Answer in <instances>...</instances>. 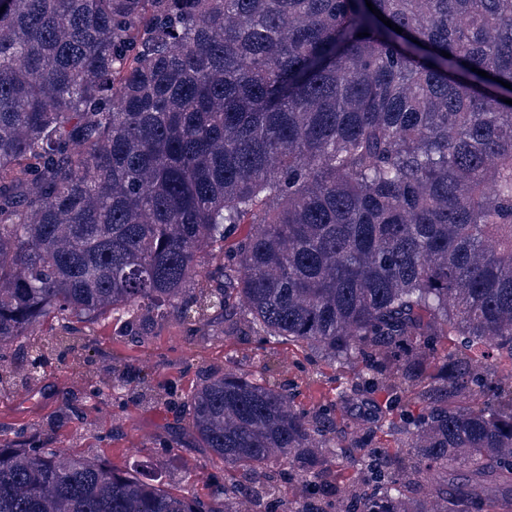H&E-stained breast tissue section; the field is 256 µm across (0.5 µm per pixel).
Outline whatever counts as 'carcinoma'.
I'll use <instances>...</instances> for the list:
<instances>
[{
	"mask_svg": "<svg viewBox=\"0 0 512 512\" xmlns=\"http://www.w3.org/2000/svg\"><path fill=\"white\" fill-rule=\"evenodd\" d=\"M371 2L403 32L365 0H0V347L242 309L356 368L309 409L237 373L194 390L251 512L305 456L285 512H331L351 467L344 512H512V0ZM0 512L232 510L4 441Z\"/></svg>",
	"mask_w": 512,
	"mask_h": 512,
	"instance_id": "cac0c4a2",
	"label": "carcinoma"
}]
</instances>
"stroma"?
I'll return each instance as SVG.
<instances>
[{"mask_svg": "<svg viewBox=\"0 0 512 512\" xmlns=\"http://www.w3.org/2000/svg\"><path fill=\"white\" fill-rule=\"evenodd\" d=\"M58 328V320L47 319L32 336L0 348L14 377L0 387V438L135 464L144 475L162 474L187 496L207 498L224 489L223 465L205 461L190 432L175 423L181 402L204 377L265 373L309 407L335 398L342 378L353 375L295 345L259 340L245 326L229 337L213 327L202 338L173 315L143 324L136 336L115 335L107 316L77 323L81 346L53 345L41 376L29 379V345L51 342ZM120 372L133 387L149 385L156 400H141L132 390L113 396L112 379Z\"/></svg>", "mask_w": 512, "mask_h": 512, "instance_id": "35a3bbf8", "label": "stroma"}]
</instances>
